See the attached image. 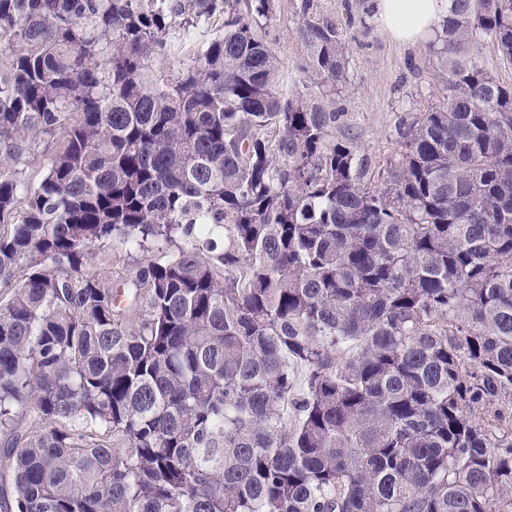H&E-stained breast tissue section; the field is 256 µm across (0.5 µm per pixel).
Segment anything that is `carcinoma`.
I'll list each match as a JSON object with an SVG mask.
<instances>
[{
	"label": "carcinoma",
	"instance_id": "carcinoma-1",
	"mask_svg": "<svg viewBox=\"0 0 512 512\" xmlns=\"http://www.w3.org/2000/svg\"><path fill=\"white\" fill-rule=\"evenodd\" d=\"M276 2L0 0L14 512H512V87L477 51L512 61V0H449L444 103L380 165L343 32L298 23L286 84ZM220 32H224L222 19L214 18L201 23L197 29L174 40L171 51L165 57L157 59L155 67L166 73L187 68L191 64L193 51ZM479 55L485 69L504 85H512V64L499 55L497 48L490 42L479 45ZM62 141L58 138L50 140L49 142H42L36 150L35 157L31 158L29 163L25 166V178L29 184L36 186L45 174V159L46 157L55 152L61 146ZM111 265L113 271L132 274L144 261L139 253H131L118 240L110 241L98 246L95 250Z\"/></svg>",
	"mask_w": 512,
	"mask_h": 512
}]
</instances>
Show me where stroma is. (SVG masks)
Segmentation results:
<instances>
[{"mask_svg": "<svg viewBox=\"0 0 512 512\" xmlns=\"http://www.w3.org/2000/svg\"><path fill=\"white\" fill-rule=\"evenodd\" d=\"M316 3L318 17L336 22L346 34L350 83L341 103L352 115L351 130L368 154L385 160L396 150L392 129L401 112H425L441 105L442 73L426 44L405 46L391 41L366 9L355 8V0ZM303 17V0H278L277 13L265 27L284 72L293 77L305 57L303 45L293 34ZM222 30L221 19L201 23L178 37L170 52L157 59L156 68L166 73L187 68L194 50Z\"/></svg>", "mask_w": 512, "mask_h": 512, "instance_id": "35a3bbf8", "label": "stroma"}]
</instances>
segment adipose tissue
<instances>
[{
    "instance_id": "1",
    "label": "adipose tissue",
    "mask_w": 512,
    "mask_h": 512,
    "mask_svg": "<svg viewBox=\"0 0 512 512\" xmlns=\"http://www.w3.org/2000/svg\"><path fill=\"white\" fill-rule=\"evenodd\" d=\"M372 16L392 41L412 45L440 30L448 0H369Z\"/></svg>"
}]
</instances>
